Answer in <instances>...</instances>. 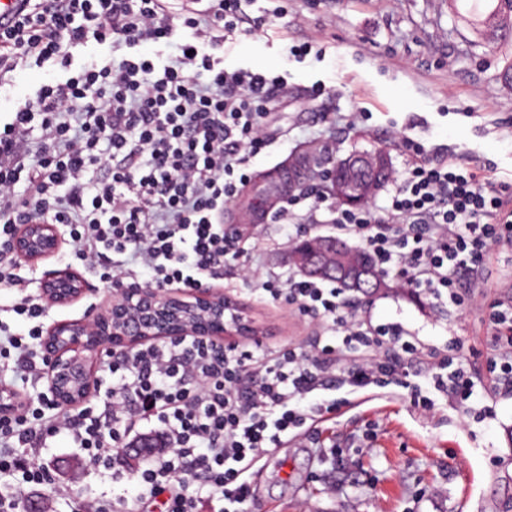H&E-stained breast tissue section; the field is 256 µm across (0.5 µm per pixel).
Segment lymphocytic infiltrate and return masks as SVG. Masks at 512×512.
<instances>
[{
	"mask_svg": "<svg viewBox=\"0 0 512 512\" xmlns=\"http://www.w3.org/2000/svg\"><path fill=\"white\" fill-rule=\"evenodd\" d=\"M249 0H198L172 11L167 0H22L0 28V82L19 70L56 69L0 126V289L10 312L28 322L17 333L0 321V391L44 379L37 349L45 303L21 292L9 248L17 225L63 224L74 260L108 283L142 267L156 288H195L217 279L226 259L247 251L224 231V209L251 178L253 160L273 140L271 121L287 100L284 76L226 70L225 44L288 16V0L254 16ZM165 44V63L141 53ZM126 48L121 58L112 49ZM404 177L382 209L349 210L319 184L289 193L276 214L297 234L327 212L337 235L358 238L384 274L463 308L459 277L478 287L487 254L512 242V185L489 165L409 137ZM260 298L316 320L304 347L264 350L261 342L211 344L171 339L105 352L101 403L66 410L44 392L0 414V484L62 489L40 463L50 438L68 436L96 468L129 443L137 422L155 423L163 449L135 477L161 512H246L253 464L299 429L316 431L342 405L334 391L392 384L413 406L433 394L466 405L476 382L462 345L429 344L397 322L373 323L330 281L268 273ZM497 350L487 359L500 393H512V304L486 310ZM427 366L429 390L409 381Z\"/></svg>",
	"mask_w": 512,
	"mask_h": 512,
	"instance_id": "lymphocytic-infiltrate-1",
	"label": "lymphocytic infiltrate"
}]
</instances>
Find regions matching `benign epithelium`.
<instances>
[{
	"instance_id": "7a95c632",
	"label": "benign epithelium",
	"mask_w": 512,
	"mask_h": 512,
	"mask_svg": "<svg viewBox=\"0 0 512 512\" xmlns=\"http://www.w3.org/2000/svg\"><path fill=\"white\" fill-rule=\"evenodd\" d=\"M363 162L374 169L389 165L383 152L371 159L351 155L339 168L348 170ZM63 243V232L56 224H19L10 249L18 262L37 268L50 261ZM88 291L87 280L72 267L47 269L40 281V293L51 306L72 305ZM235 308L222 290L213 287L125 288L92 318L54 321L45 328L41 350L48 364L47 390L56 403L80 407L94 387L97 360L113 346L134 349L149 340L180 336H209L219 342L224 336L259 335L246 313L225 316Z\"/></svg>"
}]
</instances>
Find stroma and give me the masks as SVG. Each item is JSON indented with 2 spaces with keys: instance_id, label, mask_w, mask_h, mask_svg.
<instances>
[{
  "instance_id": "35a3bbf8",
  "label": "stroma",
  "mask_w": 512,
  "mask_h": 512,
  "mask_svg": "<svg viewBox=\"0 0 512 512\" xmlns=\"http://www.w3.org/2000/svg\"><path fill=\"white\" fill-rule=\"evenodd\" d=\"M296 34L322 45L324 56H289L285 32L274 25L240 38L224 55L227 70L262 71L288 78L290 95L277 116L287 136L278 138L252 165L251 182L230 204L227 233L255 254L250 265L228 263L215 284L234 297L261 330L266 348L302 346L315 325L298 310L252 294L253 272L296 274L287 252L292 244L282 225L249 218L250 198L265 189L275 165L309 155L323 166L356 151L385 148L396 178L408 157L399 145L410 136L439 151L451 150L491 163L498 181L512 184V88L498 78L499 55L488 52L463 17L450 14L448 0H288ZM327 95L314 97L315 84ZM364 108L359 128L323 123L325 112ZM92 290L68 307H51L48 321L80 319L116 295L95 270L82 271ZM512 300V247H497L484 281L466 309L390 280L388 289L361 299L359 309L375 321L399 322L437 346L458 337L463 365L493 389L486 368L491 338L485 307ZM378 403L340 409L315 437L289 439L258 461L249 480L254 498L248 512H494L512 500V395L494 396L486 419L444 396L433 409H415L407 389L391 385ZM344 454L335 460L331 449ZM67 437L55 439L40 460L56 484L99 501H121L137 512L141 487L137 464L115 459L112 473L93 470Z\"/></svg>"
}]
</instances>
